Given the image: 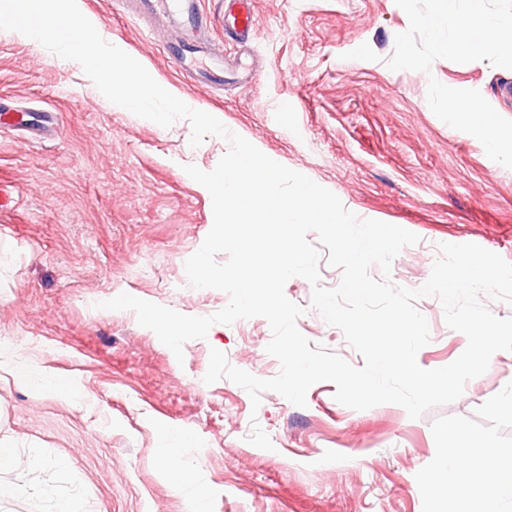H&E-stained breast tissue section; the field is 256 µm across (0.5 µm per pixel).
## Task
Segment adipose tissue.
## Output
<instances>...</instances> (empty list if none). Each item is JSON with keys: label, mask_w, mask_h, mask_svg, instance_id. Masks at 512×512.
Wrapping results in <instances>:
<instances>
[{"label": "adipose tissue", "mask_w": 512, "mask_h": 512, "mask_svg": "<svg viewBox=\"0 0 512 512\" xmlns=\"http://www.w3.org/2000/svg\"><path fill=\"white\" fill-rule=\"evenodd\" d=\"M440 475L442 484L456 492V512H485L492 501L512 506V463L493 449L463 443L444 449Z\"/></svg>", "instance_id": "1"}]
</instances>
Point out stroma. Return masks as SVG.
<instances>
[{
    "mask_svg": "<svg viewBox=\"0 0 512 512\" xmlns=\"http://www.w3.org/2000/svg\"><path fill=\"white\" fill-rule=\"evenodd\" d=\"M254 6L249 43L225 40L220 27L213 32L243 70L204 86L176 70L162 27L113 0L80 2L107 42L190 107L219 115L359 218L417 234L419 243L392 262L394 284L421 287L442 243H473L512 263V169L438 119L427 101L434 78L479 90L512 119V99L500 94L512 70L445 59L427 73L391 70L395 36L409 26L395 0ZM285 97L294 111H277ZM0 99L11 109L51 112L55 123L40 140L0 124V184L10 193L0 206V445L22 462L0 470V480L25 487L0 502V512H52L60 499L76 512H192L155 453L177 429L193 436L181 454L198 466L192 482L205 512H455L454 496L429 491L455 431L512 460V352L495 353L462 397L417 419L396 404L346 407L327 381L309 389L303 408L273 391L256 408L229 380L205 384L214 348L258 378L278 374L266 351V319L213 325L206 338L185 344L179 360L133 312L101 303L127 293L190 316L227 305L226 293L187 284L185 262L209 233L213 210L184 167L215 168L228 143L209 137L194 148L187 121L164 128L114 108L77 62L6 30ZM285 294L302 307L297 327L312 344L363 366L341 330L312 309L308 281L291 278ZM415 306L430 330L418 364L452 363L466 336L448 328L438 298ZM18 363L65 380L69 394L20 382ZM256 425L273 450L249 443Z\"/></svg>",
    "mask_w": 512,
    "mask_h": 512,
    "instance_id": "1",
    "label": "stroma"
}]
</instances>
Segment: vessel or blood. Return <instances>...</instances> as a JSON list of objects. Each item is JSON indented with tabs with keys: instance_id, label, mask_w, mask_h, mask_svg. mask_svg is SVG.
Returning a JSON list of instances; mask_svg holds the SVG:
<instances>
[{
	"instance_id": "obj_1",
	"label": "vessel or blood",
	"mask_w": 512,
	"mask_h": 512,
	"mask_svg": "<svg viewBox=\"0 0 512 512\" xmlns=\"http://www.w3.org/2000/svg\"><path fill=\"white\" fill-rule=\"evenodd\" d=\"M131 9L161 17L176 30L178 39L169 46L170 57L180 72L207 80H222L224 58L211 48L208 33L222 25L238 42L249 41L256 31L253 0H224L218 16L200 11L198 0H126Z\"/></svg>"
}]
</instances>
